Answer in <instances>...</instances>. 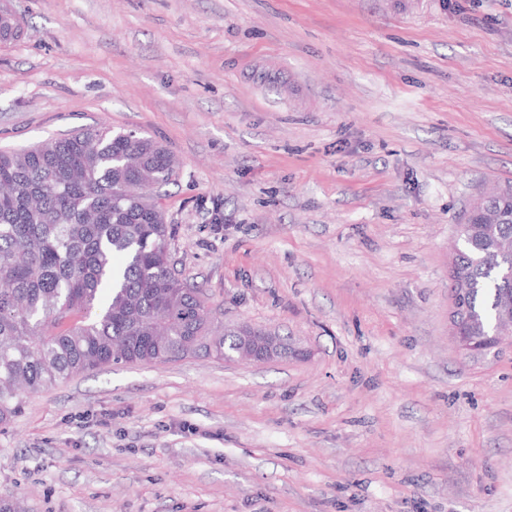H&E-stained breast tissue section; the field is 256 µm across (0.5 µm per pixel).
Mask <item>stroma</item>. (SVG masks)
Instances as JSON below:
<instances>
[{
	"mask_svg": "<svg viewBox=\"0 0 512 512\" xmlns=\"http://www.w3.org/2000/svg\"><path fill=\"white\" fill-rule=\"evenodd\" d=\"M0 150L97 125L179 162L171 257L306 358L27 395L28 512H512V352L448 334L456 227L512 184V0H0ZM221 210L224 221L214 224Z\"/></svg>",
	"mask_w": 512,
	"mask_h": 512,
	"instance_id": "obj_1",
	"label": "stroma"
}]
</instances>
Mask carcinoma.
I'll list each match as a JSON object with an SVG mask.
<instances>
[{"label":"carcinoma","mask_w":512,"mask_h":512,"mask_svg":"<svg viewBox=\"0 0 512 512\" xmlns=\"http://www.w3.org/2000/svg\"><path fill=\"white\" fill-rule=\"evenodd\" d=\"M171 152L137 132L100 125L20 151H0V427L23 395L114 364L224 359L234 333L179 277L171 228L153 193L169 184ZM460 225L455 253L470 277L456 340L495 354L512 325V186Z\"/></svg>","instance_id":"obj_1"}]
</instances>
